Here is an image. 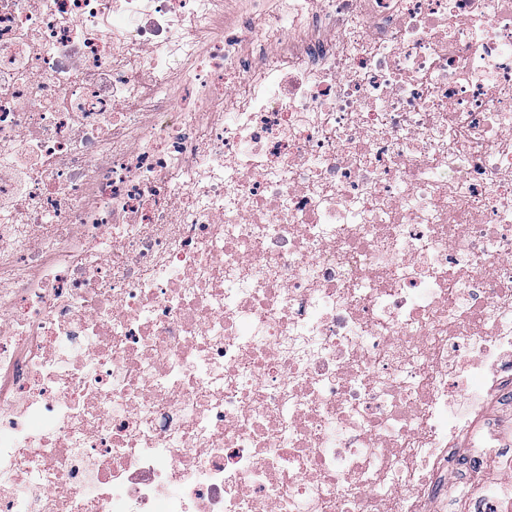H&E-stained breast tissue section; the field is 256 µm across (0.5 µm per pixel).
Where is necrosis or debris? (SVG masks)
Returning a JSON list of instances; mask_svg holds the SVG:
<instances>
[{
  "mask_svg": "<svg viewBox=\"0 0 512 512\" xmlns=\"http://www.w3.org/2000/svg\"><path fill=\"white\" fill-rule=\"evenodd\" d=\"M512 406V0H0V512H426Z\"/></svg>",
  "mask_w": 512,
  "mask_h": 512,
  "instance_id": "4bbe7bcc",
  "label": "necrosis or debris"
}]
</instances>
